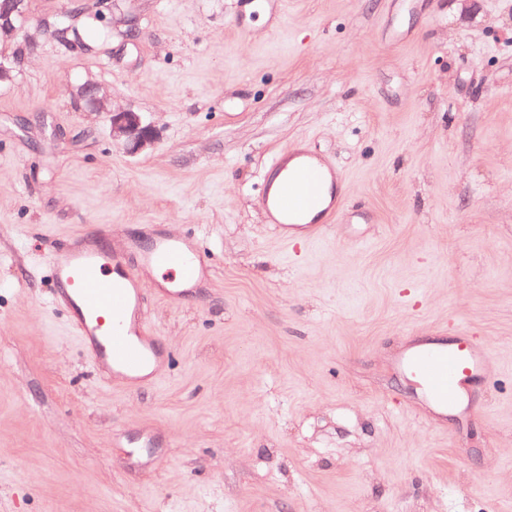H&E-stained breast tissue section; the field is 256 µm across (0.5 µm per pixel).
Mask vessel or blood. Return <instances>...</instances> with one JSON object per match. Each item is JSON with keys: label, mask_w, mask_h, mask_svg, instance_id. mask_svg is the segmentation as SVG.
I'll return each mask as SVG.
<instances>
[{"label": "vessel or blood", "mask_w": 512, "mask_h": 512, "mask_svg": "<svg viewBox=\"0 0 512 512\" xmlns=\"http://www.w3.org/2000/svg\"><path fill=\"white\" fill-rule=\"evenodd\" d=\"M283 0H237L238 13L269 11V30L279 28ZM346 181L331 158L307 142L280 155L266 177L259 205L279 239L292 243L297 233L321 236L341 213L336 191ZM151 243L125 234L115 246L92 228L51 251L56 302L67 313L82 352L105 382L142 387L157 382L169 356L160 350L145 309L142 277L161 270L170 278L159 294L176 300L181 286L195 288L209 279V264L194 239L163 227L149 232ZM492 356L473 337L451 346L422 343L405 351L399 366L437 406L456 404L471 382L484 377Z\"/></svg>", "instance_id": "1"}]
</instances>
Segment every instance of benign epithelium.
Listing matches in <instances>:
<instances>
[{
    "instance_id": "obj_1",
    "label": "benign epithelium",
    "mask_w": 512,
    "mask_h": 512,
    "mask_svg": "<svg viewBox=\"0 0 512 512\" xmlns=\"http://www.w3.org/2000/svg\"><path fill=\"white\" fill-rule=\"evenodd\" d=\"M28 2L29 0H0V32L16 36L23 30V24L29 17ZM80 95L89 107L108 114L112 141L120 144L127 153L138 154L153 146L157 131L143 121L140 113L109 109L101 88L93 82L85 83Z\"/></svg>"
}]
</instances>
